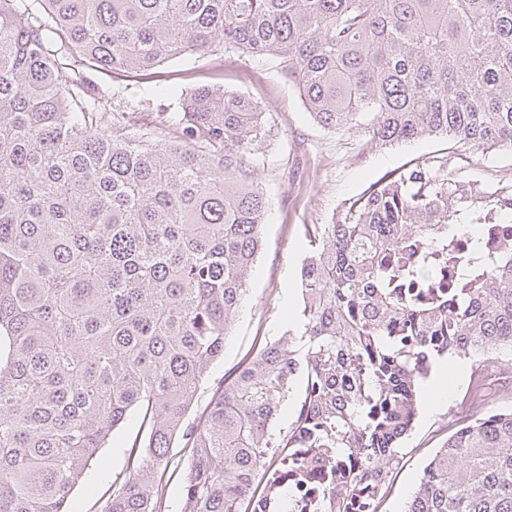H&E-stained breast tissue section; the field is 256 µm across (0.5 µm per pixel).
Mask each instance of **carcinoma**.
Here are the masks:
<instances>
[{
  "label": "carcinoma",
  "instance_id": "carcinoma-1",
  "mask_svg": "<svg viewBox=\"0 0 512 512\" xmlns=\"http://www.w3.org/2000/svg\"><path fill=\"white\" fill-rule=\"evenodd\" d=\"M51 17L47 26L34 12ZM123 73L191 52L273 57L329 131L512 149V0H0V512H69L134 410L150 432L103 512H377L437 361L512 354V184L416 163L315 224L298 333L256 349L183 429L249 293L274 121L198 87L165 123L106 129L56 45ZM296 401L288 425L281 406ZM404 512H512V407L473 414ZM184 445L185 439L180 433L170 448L172 460L164 489L165 512H180L183 506L184 470L189 461V448H183Z\"/></svg>",
  "mask_w": 512,
  "mask_h": 512
}]
</instances>
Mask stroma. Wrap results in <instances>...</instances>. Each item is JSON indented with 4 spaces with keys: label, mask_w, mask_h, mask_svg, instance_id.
<instances>
[{
    "label": "stroma",
    "mask_w": 512,
    "mask_h": 512,
    "mask_svg": "<svg viewBox=\"0 0 512 512\" xmlns=\"http://www.w3.org/2000/svg\"><path fill=\"white\" fill-rule=\"evenodd\" d=\"M70 76L90 103L104 112L105 124L161 130L163 113L176 111L181 93L198 86L232 90L261 103L275 118L263 149L267 162L258 173L269 208L263 227V250L249 282V297L224 343V355L208 369L185 424L196 423L224 379L255 347L294 328L289 309L300 296L299 269L309 251L305 227L328 224L345 210L349 199L364 194L389 171L429 157H447L457 178L487 189L512 183V151L475 155L439 137L408 144H372L363 126L324 130L307 113L297 87L277 60L241 52L184 54L162 64L148 76H119L69 53ZM475 377L470 361L449 370L450 390L438 403H422L412 429L400 442L407 464L397 470L380 512H403L428 460L458 423L473 412ZM138 414L114 431L92 466L94 488L78 485L72 493L75 512H102L112 483L127 474V449L145 440ZM164 489L165 512H181L184 470L189 451L176 437Z\"/></svg>",
    "instance_id": "stroma-1"
}]
</instances>
